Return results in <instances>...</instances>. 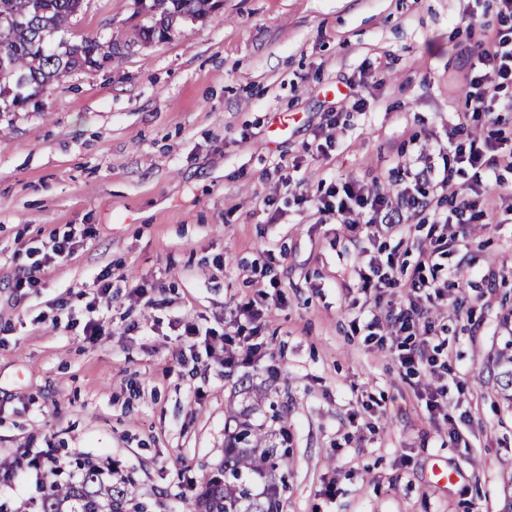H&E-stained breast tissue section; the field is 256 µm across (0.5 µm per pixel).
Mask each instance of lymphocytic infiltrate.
<instances>
[{
    "label": "lymphocytic infiltrate",
    "mask_w": 512,
    "mask_h": 512,
    "mask_svg": "<svg viewBox=\"0 0 512 512\" xmlns=\"http://www.w3.org/2000/svg\"><path fill=\"white\" fill-rule=\"evenodd\" d=\"M485 27L496 30L494 43L479 48L477 66L479 74L465 93L472 118L495 112L497 105H504L512 112V101L500 103L498 93L504 84L512 83V0H498L494 18L485 20ZM438 155L442 166H435L432 155L419 154L416 167L404 171V186L399 194L402 202L391 207L385 194L375 192L356 181L332 183L324 193L313 199L317 213L335 216L337 223L355 228L361 225L382 226L388 231H402L412 212L426 204L431 188L447 187L457 165H468L473 182L468 193L453 192L447 213L434 221L428 245L420 251V261L412 276L398 282L394 276V261L370 263L368 270L359 271L358 277L364 292H382L386 288L403 287L405 298L400 302H387L379 306L377 314L367 321L363 330L367 346L386 348L388 341H396L394 351L401 369L406 372L425 371L431 381L424 389L426 409L432 419L448 420V362L437 352L433 340L436 326L432 318L434 309L445 300V285L435 274L437 261L453 250L460 234L470 224L482 220L467 201L470 193L483 190V176L497 164V150L491 137L467 135L462 125H455L448 132V140L439 145ZM456 224V232H449V224ZM72 251L69 235L52 237L40 259L34 260L15 283L16 290H37L42 285L39 276L45 266L56 259H66ZM264 309L256 301L239 303L236 307L235 331L224 334L223 341L229 351L225 363L244 359L256 363L266 356V349L259 343Z\"/></svg>",
    "instance_id": "f902f5d3"
}]
</instances>
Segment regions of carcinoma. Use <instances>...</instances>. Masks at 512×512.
I'll use <instances>...</instances> for the list:
<instances>
[{"instance_id":"cac0c4a2","label":"carcinoma","mask_w":512,"mask_h":512,"mask_svg":"<svg viewBox=\"0 0 512 512\" xmlns=\"http://www.w3.org/2000/svg\"><path fill=\"white\" fill-rule=\"evenodd\" d=\"M83 0H0V42L7 51L0 57V81L13 80L11 93L0 88V111L6 103L27 98L25 92L52 80H60L81 65L80 45L67 55L43 47L58 32L68 30ZM213 0H153L160 18L136 26L132 37L141 43L156 41L175 31L187 18L197 19L213 9ZM497 371L498 393L512 406V340L492 359ZM240 391L252 404L230 410V425L224 440V463L216 474L204 478L197 497V512H281L282 492L288 488L290 448L288 421L268 388L246 383ZM265 409L264 420L253 421V411ZM77 482H64L33 497L15 509L0 504V512H147V505L134 503V482L125 476L107 483L95 469L82 464ZM134 510H129V506Z\"/></svg>"}]
</instances>
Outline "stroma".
Instances as JSON below:
<instances>
[{"label":"stroma","instance_id":"1","mask_svg":"<svg viewBox=\"0 0 512 512\" xmlns=\"http://www.w3.org/2000/svg\"><path fill=\"white\" fill-rule=\"evenodd\" d=\"M472 11L496 2L219 0L142 44L130 31L152 21L145 0H86L64 38L115 45L112 58L0 112V462L50 448L131 476L150 512H195L247 375L288 414L283 512H512V411L487 368L512 337V161L474 199L488 222L437 272L458 281L434 318L464 386L449 395L467 416L459 442L425 409L428 375H400L351 327L370 308L354 267L394 254L407 279L440 195L400 234L352 231L310 205L332 182L395 193L403 165L446 139L491 37ZM67 231L72 255L39 291H15L28 249ZM270 250L272 376L171 325L233 332L236 304L269 288ZM105 270L108 334L92 342L85 306ZM132 279L157 307L129 296ZM436 463L463 479L437 484Z\"/></svg>","mask_w":512,"mask_h":512}]
</instances>
